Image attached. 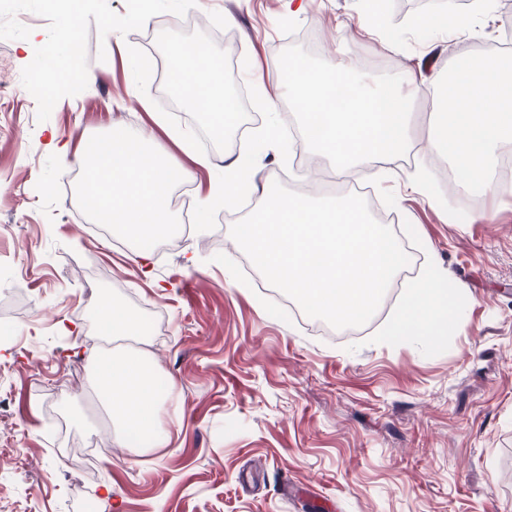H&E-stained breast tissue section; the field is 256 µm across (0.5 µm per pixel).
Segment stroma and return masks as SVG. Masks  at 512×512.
<instances>
[{"label":"stroma","instance_id":"35a3bbf8","mask_svg":"<svg viewBox=\"0 0 512 512\" xmlns=\"http://www.w3.org/2000/svg\"><path fill=\"white\" fill-rule=\"evenodd\" d=\"M47 4L0 0V512H312L317 499L327 512H512V195L483 191L471 206L439 174L421 192L403 188L400 171L435 154L434 98L413 103L409 152L385 175L354 180L375 209L398 215L394 232L419 268L435 264L463 296L457 329L436 342L378 334L405 276L347 333L281 310L250 283L229 233L260 194L205 232H182L192 216L170 208L178 244L145 271L132 244L93 233L68 177L90 139L141 134L186 170L193 205L218 187L225 153L243 151L237 136L198 156L155 108L161 78L138 91L127 48L157 53L161 31L211 35L233 14V76H256L290 125L275 80L286 47L440 76L463 55L512 45V0H496L489 22L471 16L448 43L421 22L430 0H391L384 29L365 26L361 0H305L299 14L287 0H155L145 24L127 0H73L70 13ZM107 18L118 22L109 41ZM76 59L84 80L42 109L29 76ZM104 295L164 322L145 350L178 407L163 446L115 437L89 385ZM66 430L107 443L95 481L65 478Z\"/></svg>","mask_w":512,"mask_h":512}]
</instances>
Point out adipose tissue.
I'll return each instance as SVG.
<instances>
[{"label":"adipose tissue","mask_w":512,"mask_h":512,"mask_svg":"<svg viewBox=\"0 0 512 512\" xmlns=\"http://www.w3.org/2000/svg\"><path fill=\"white\" fill-rule=\"evenodd\" d=\"M96 184V211L112 218V237L132 241L169 233L167 200L175 179L184 172L145 137L122 131L93 140L81 157ZM462 301L443 273L429 267L408 287L383 334L391 340L408 336L438 339L460 319ZM96 386L124 436L149 433L156 444L169 437L160 414L163 397L151 387L154 368L140 351L102 350L91 358Z\"/></svg>","instance_id":"ef3b65f1"}]
</instances>
